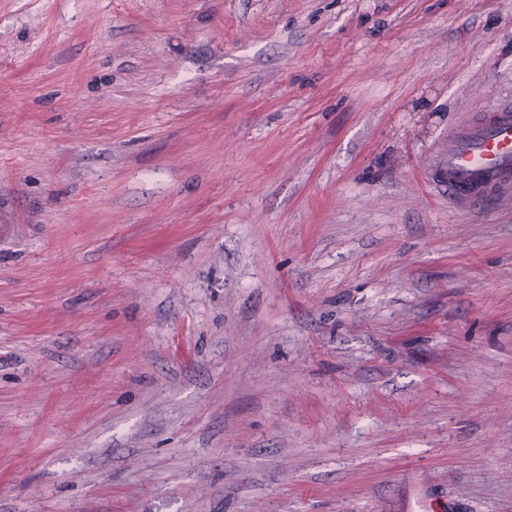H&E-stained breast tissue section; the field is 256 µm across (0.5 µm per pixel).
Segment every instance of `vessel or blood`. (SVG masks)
I'll return each instance as SVG.
<instances>
[{"label":"vessel or blood","mask_w":512,"mask_h":512,"mask_svg":"<svg viewBox=\"0 0 512 512\" xmlns=\"http://www.w3.org/2000/svg\"><path fill=\"white\" fill-rule=\"evenodd\" d=\"M437 171L458 206L512 188V105L503 103L456 126Z\"/></svg>","instance_id":"b4317fda"}]
</instances>
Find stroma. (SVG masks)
Returning a JSON list of instances; mask_svg holds the SVG:
<instances>
[{"label": "stroma", "instance_id": "stroma-1", "mask_svg": "<svg viewBox=\"0 0 512 512\" xmlns=\"http://www.w3.org/2000/svg\"><path fill=\"white\" fill-rule=\"evenodd\" d=\"M512 0H0V512H512ZM437 171L448 198L460 207L512 188V105L500 104L456 126Z\"/></svg>", "mask_w": 512, "mask_h": 512}]
</instances>
